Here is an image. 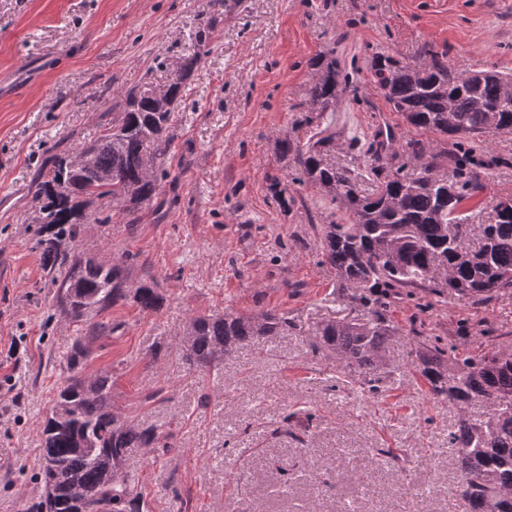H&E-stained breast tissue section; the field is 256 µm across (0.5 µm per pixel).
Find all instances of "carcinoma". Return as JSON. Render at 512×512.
<instances>
[{
  "label": "carcinoma",
  "mask_w": 512,
  "mask_h": 512,
  "mask_svg": "<svg viewBox=\"0 0 512 512\" xmlns=\"http://www.w3.org/2000/svg\"><path fill=\"white\" fill-rule=\"evenodd\" d=\"M311 67L310 104L327 112L350 87L349 75L328 54L313 58ZM370 70L391 110L426 133L449 135L459 143L512 133L509 73L488 71L479 80L453 71L436 53L421 66L378 53ZM183 80L171 82L162 95L127 91L121 112L97 138L46 156L34 175L38 245L57 288V311L89 321L92 336L106 329L93 318L120 300L130 298L147 312L162 304L154 279L130 280L126 260L108 263L81 253L76 239L91 219L86 204L105 200L135 213L159 194L167 174L158 171L156 160L169 150L172 107ZM331 140L322 129L303 146L286 137L278 145L283 157L292 158L298 180L319 188L343 212L340 221L323 225L322 257L336 270L343 299L370 310L372 319L328 321L319 329V342L335 355L345 376L359 374L372 382L386 367L392 336L387 299L409 287L446 288L478 299L512 288V212L484 225L479 248L466 250L462 204L481 189L479 172L459 168L449 182L435 173L425 144L399 145L392 132L381 128L365 167L376 188L365 193L358 187L359 174L327 161ZM412 159L422 162L414 177L405 174ZM439 269L447 271L443 280L435 277ZM287 326L269 312L193 317L179 337L181 360L218 367L224 356L254 338L277 336ZM419 361L432 396L458 412L449 439L458 449L463 512H512V347L494 343L479 355L465 346L426 350ZM476 403L490 408L488 416L470 414ZM42 442V480L52 492L36 512H100L104 505L112 512H149L125 464L132 454L156 447L158 435L112 413L111 375L68 378Z\"/></svg>",
  "instance_id": "1"
}]
</instances>
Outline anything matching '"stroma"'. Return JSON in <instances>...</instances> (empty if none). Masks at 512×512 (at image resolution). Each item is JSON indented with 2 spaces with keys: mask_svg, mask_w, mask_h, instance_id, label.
Wrapping results in <instances>:
<instances>
[{
  "mask_svg": "<svg viewBox=\"0 0 512 512\" xmlns=\"http://www.w3.org/2000/svg\"><path fill=\"white\" fill-rule=\"evenodd\" d=\"M379 52L512 73V0H0V512L44 498L41 431L86 329L53 312L33 175L57 147L95 137L126 90L158 94L181 74L158 197L134 216L92 203L79 242L126 257L131 278L154 277L163 296L154 312L130 300L102 312L109 329L82 368L109 372L113 410L159 433V448L130 461L152 512H460L457 412L432 398L417 353L512 342V289L483 303L418 288L392 300L386 375L372 390L344 377L315 347L322 323L368 320L322 261L337 208L276 146L327 127L329 161L360 169L386 122L399 143L437 154L439 176L474 156L483 189L463 209L477 248L493 204L512 199V135L461 145L410 125L373 81ZM323 53L351 81L325 114L308 95ZM266 311L291 322L287 335L254 340L219 370L180 360L191 318Z\"/></svg>",
  "mask_w": 512,
  "mask_h": 512,
  "instance_id": "stroma-1",
  "label": "stroma"
}]
</instances>
